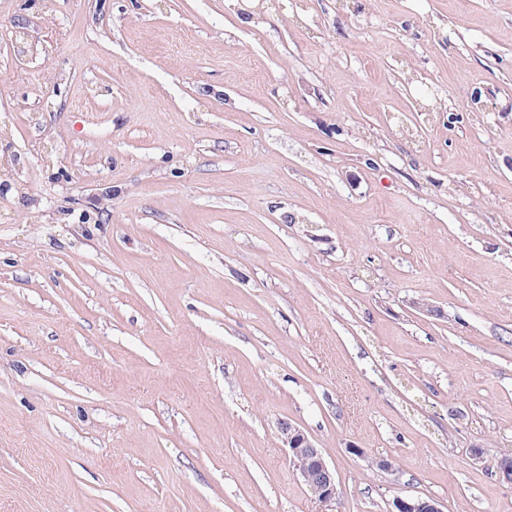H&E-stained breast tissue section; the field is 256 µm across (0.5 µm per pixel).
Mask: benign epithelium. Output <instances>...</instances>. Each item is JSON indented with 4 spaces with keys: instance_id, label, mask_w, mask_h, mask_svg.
<instances>
[{
    "instance_id": "benign-epithelium-1",
    "label": "benign epithelium",
    "mask_w": 512,
    "mask_h": 512,
    "mask_svg": "<svg viewBox=\"0 0 512 512\" xmlns=\"http://www.w3.org/2000/svg\"><path fill=\"white\" fill-rule=\"evenodd\" d=\"M281 441L287 454L298 470L302 481L319 501L330 503L336 500V475L318 448L299 427L280 423ZM391 512H443L441 505L432 499L397 496L392 502Z\"/></svg>"
}]
</instances>
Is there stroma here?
I'll return each instance as SVG.
<instances>
[{
	"label": "stroma",
	"instance_id": "obj_1",
	"mask_svg": "<svg viewBox=\"0 0 512 512\" xmlns=\"http://www.w3.org/2000/svg\"><path fill=\"white\" fill-rule=\"evenodd\" d=\"M510 456L512 0H0V512H512ZM281 441L287 454L298 470L302 481L320 502L331 503L336 499V475L318 448L299 427L280 423ZM391 512H443L441 505L433 499L398 496L392 502Z\"/></svg>",
	"mask_w": 512,
	"mask_h": 512
}]
</instances>
